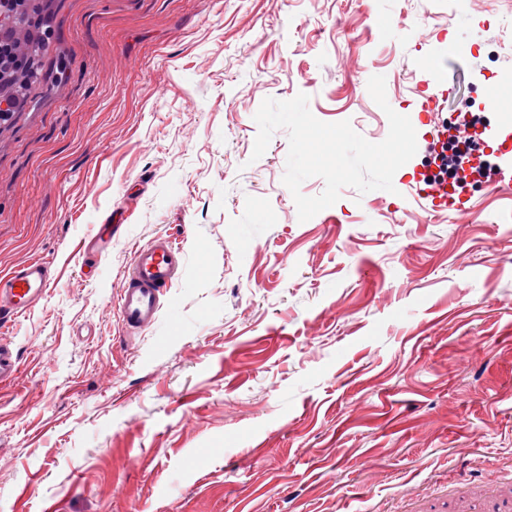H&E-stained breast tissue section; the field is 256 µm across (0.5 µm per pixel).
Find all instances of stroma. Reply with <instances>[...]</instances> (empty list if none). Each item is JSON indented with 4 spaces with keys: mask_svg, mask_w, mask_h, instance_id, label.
Here are the masks:
<instances>
[{
    "mask_svg": "<svg viewBox=\"0 0 512 512\" xmlns=\"http://www.w3.org/2000/svg\"><path fill=\"white\" fill-rule=\"evenodd\" d=\"M43 23L0 125V272L53 274L0 333L21 363L0 386V512L512 501V189L447 204L424 181L447 118L512 109V0H53ZM374 75L416 155L394 192L346 187L299 222L286 130L251 158L257 110L304 93L378 143ZM159 235L187 264L130 335L118 289Z\"/></svg>",
    "mask_w": 512,
    "mask_h": 512,
    "instance_id": "35a3bbf8",
    "label": "stroma"
}]
</instances>
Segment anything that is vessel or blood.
<instances>
[{
    "instance_id": "1",
    "label": "vessel or blood",
    "mask_w": 512,
    "mask_h": 512,
    "mask_svg": "<svg viewBox=\"0 0 512 512\" xmlns=\"http://www.w3.org/2000/svg\"><path fill=\"white\" fill-rule=\"evenodd\" d=\"M182 255L169 237L159 236L138 248L117 295L123 329L130 334L152 326L161 297L177 277ZM49 264L28 259L0 274V323L25 316L47 295ZM20 371L19 357L10 343L0 340V384L12 382Z\"/></svg>"
}]
</instances>
